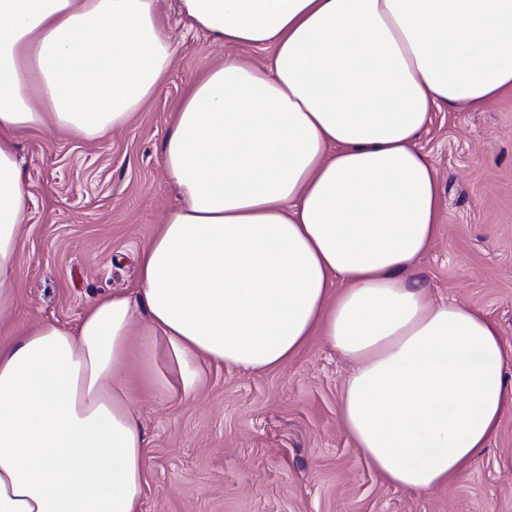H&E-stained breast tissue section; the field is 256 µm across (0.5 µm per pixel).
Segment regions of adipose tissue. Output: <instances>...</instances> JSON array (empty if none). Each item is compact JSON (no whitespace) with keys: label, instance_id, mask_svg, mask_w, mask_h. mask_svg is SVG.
<instances>
[{"label":"adipose tissue","instance_id":"adipose-tissue-1","mask_svg":"<svg viewBox=\"0 0 512 512\" xmlns=\"http://www.w3.org/2000/svg\"><path fill=\"white\" fill-rule=\"evenodd\" d=\"M226 57L171 117L184 203L138 255V286L70 327L0 341V512H142L146 437L123 369L131 337L263 373L319 338L351 365L340 413L384 483L448 486L512 412L497 321L433 302L413 273L439 230L416 139L436 110L512 93V0H179ZM173 58L158 0H0V318L16 302L27 130L95 139L128 123Z\"/></svg>","mask_w":512,"mask_h":512}]
</instances>
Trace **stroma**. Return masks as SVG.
Returning <instances> with one entry per match:
<instances>
[{"label":"stroma","instance_id":"stroma-1","mask_svg":"<svg viewBox=\"0 0 512 512\" xmlns=\"http://www.w3.org/2000/svg\"><path fill=\"white\" fill-rule=\"evenodd\" d=\"M159 22L173 63L126 126L84 139L48 125L19 140L32 197L17 303L0 329L74 325L97 297L136 285L140 248L182 203L162 146L184 88L223 57H269L187 30L177 0H162ZM418 145L437 171L442 215L415 274L433 300L490 313L512 346V96L433 112ZM156 371L169 373L167 360L150 370L133 337L125 375L148 442L143 512H512V412L467 472L411 493L380 481L354 448L339 412L350 365L321 340L265 373L199 364L187 394L156 387Z\"/></svg>","mask_w":512,"mask_h":512}]
</instances>
